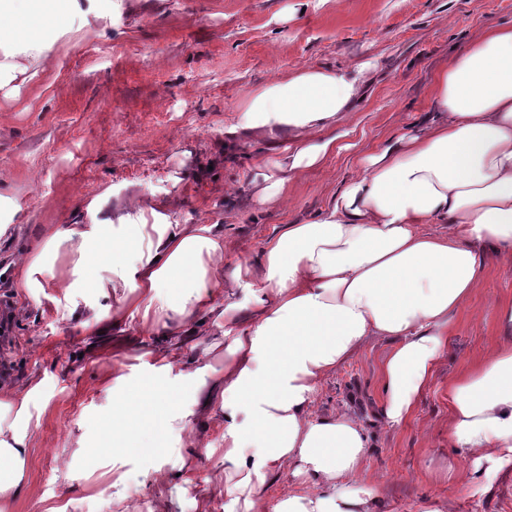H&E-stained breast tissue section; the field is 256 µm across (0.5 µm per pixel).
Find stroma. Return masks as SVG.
<instances>
[{"mask_svg":"<svg viewBox=\"0 0 512 512\" xmlns=\"http://www.w3.org/2000/svg\"><path fill=\"white\" fill-rule=\"evenodd\" d=\"M512 25V0H77L30 25L49 51L42 73L0 94V299L11 301L14 334L0 342V388L37 382L40 425L27 479L8 512H115L103 478L110 453L127 457L126 512H224L223 430L209 414L193 426L207 440L190 448L155 406L158 353L175 370L203 352L224 357L225 336L248 320L205 321L184 343L162 328L113 318L90 282L111 267L74 270L60 250L43 273L44 294L17 286L15 261L45 228L92 224L129 198L164 208L180 224H216L224 260L244 272L234 299L252 307L267 242L285 225L319 217L380 142L415 130L430 113L434 77L472 33ZM377 66L362 98L338 126L336 153L306 170L271 205L249 182L257 155L275 146L239 127L257 86L305 65ZM77 277L80 287L54 282ZM512 303V260L486 277L453 321L447 349L402 425L380 417L381 367L391 348L372 340L320 387L314 415L350 407L369 438L361 478L378 483L387 512H512V477L477 496L460 480L462 449L448 439L449 378L495 345L501 305ZM96 307L91 334L61 313ZM180 452L182 473L153 451ZM72 480H65L64 472Z\"/></svg>","mask_w":512,"mask_h":512,"instance_id":"1","label":"stroma"}]
</instances>
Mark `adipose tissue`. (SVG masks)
<instances>
[{
  "mask_svg": "<svg viewBox=\"0 0 512 512\" xmlns=\"http://www.w3.org/2000/svg\"><path fill=\"white\" fill-rule=\"evenodd\" d=\"M45 45L16 33L0 45V90L37 76ZM370 61L344 68L303 66L252 91L240 126L261 137L288 136V150L261 159L252 184L260 204L279 202L307 169L336 148L331 131L361 96ZM433 117L388 139L360 160L361 173L319 218L286 225L265 247L249 330L231 337L223 365L199 359L183 379L191 402L169 386L155 401L164 422L193 447L197 412L216 408L224 423V496L229 512H385L379 487H347L368 448L360 418L346 408L313 416L321 383L371 339L391 341L382 365V415L401 425L448 344L457 313L482 283L488 258L512 257V26L475 33L434 83ZM120 221L133 232L137 259L96 282L116 296L118 316L164 329L201 315L236 322L233 299L214 304L224 268L215 224H177L133 198ZM111 220L46 236L18 258L20 284L41 289L47 258L67 248L77 265L109 262ZM185 279L175 303L161 284ZM495 349L448 381V437L466 453L462 478L476 493L512 475V304L500 307ZM33 386L0 391V512L26 480ZM289 472L299 489L269 501L273 476Z\"/></svg>",
  "mask_w": 512,
  "mask_h": 512,
  "instance_id": "obj_1",
  "label": "adipose tissue"
}]
</instances>
